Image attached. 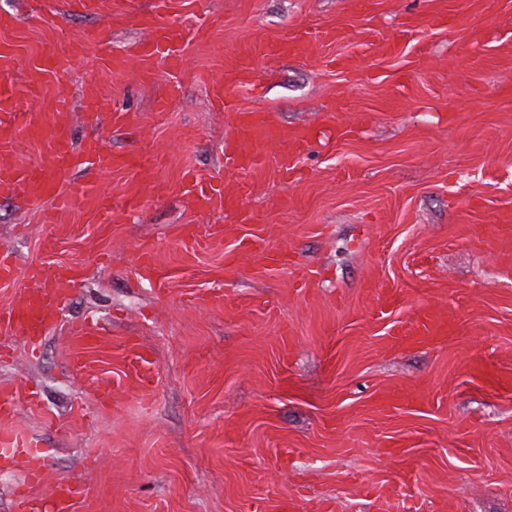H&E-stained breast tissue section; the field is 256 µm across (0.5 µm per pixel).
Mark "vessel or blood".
<instances>
[{
  "label": "vessel or blood",
  "mask_w": 512,
  "mask_h": 512,
  "mask_svg": "<svg viewBox=\"0 0 512 512\" xmlns=\"http://www.w3.org/2000/svg\"><path fill=\"white\" fill-rule=\"evenodd\" d=\"M158 10L148 15L132 14L127 0H112V14L147 31L148 36L138 42L135 56L147 64L165 62L171 73L184 68L181 43L182 31L165 24L159 14L166 8L167 0H158ZM252 55L243 51L227 73L229 85L254 89ZM71 65V55L65 51H52L35 68L33 81L42 85L43 75H60ZM57 116L49 126L30 127L28 133L41 141L42 149L34 166H19L0 162V193L21 196L38 201L53 199L58 208L66 209L78 201L89 198L97 202V210L104 219L116 213L137 210L140 194L124 195L120 201L99 193L95 180L75 178L74 172L83 164H90L98 174L116 170L134 171L140 185H150L154 179L151 161L141 160L124 153L106 149L97 138L86 139L81 149H74L69 125L66 121L67 102L63 95L54 98ZM13 100L8 90H0V150L10 148L16 141L19 129L12 120ZM289 137L294 150H301L310 138L305 128L284 133L270 113L261 110H242L236 114V132L231 137V153L224 158L225 168L236 172L252 169L261 159L266 147ZM191 187L192 207L200 212L220 210L234 216L236 223L247 224L255 219L254 213L241 203L239 193L226 187H206L195 177H188ZM75 267H67L54 275H47L41 265H30L27 279L30 287L19 299L0 307V326H7L15 334L32 339L41 336L53 322L56 312L70 294L75 283ZM0 464L22 468L27 481L40 480L45 459L37 444L18 435L0 432ZM80 492L70 483H58L49 499L20 493L16 496L17 512H74Z\"/></svg>",
  "instance_id": "obj_1"
}]
</instances>
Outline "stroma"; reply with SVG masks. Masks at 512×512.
<instances>
[{
	"label": "stroma",
	"instance_id": "obj_1",
	"mask_svg": "<svg viewBox=\"0 0 512 512\" xmlns=\"http://www.w3.org/2000/svg\"><path fill=\"white\" fill-rule=\"evenodd\" d=\"M67 2L0 0L15 121L52 122L32 65L100 31L106 50L46 83L75 145L151 158L159 187L108 224L88 200L51 224V203L0 196L16 270L0 306L30 264L83 271L35 345L0 330L11 425L46 458L31 493L73 483L75 512H512V0H172L185 68L148 76L112 66L146 36L109 20L112 0ZM291 38L306 55H258L257 91L212 97L238 48ZM239 109L316 131L294 171L280 142L239 175L251 224L194 211L182 180L224 178ZM423 306L451 331L407 342ZM84 323L101 340L83 351Z\"/></svg>",
	"mask_w": 512,
	"mask_h": 512
}]
</instances>
